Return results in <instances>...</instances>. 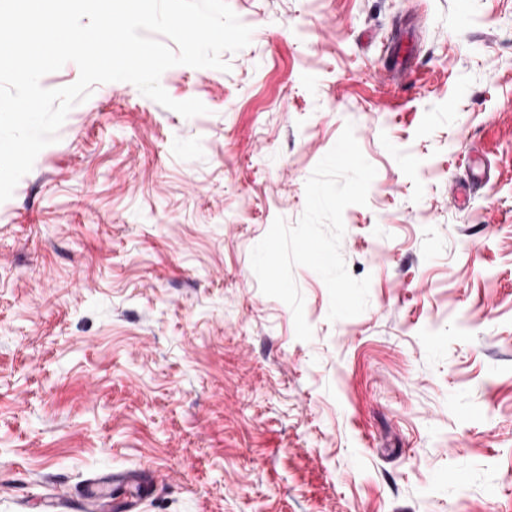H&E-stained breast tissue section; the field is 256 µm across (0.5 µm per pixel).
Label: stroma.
Wrapping results in <instances>:
<instances>
[{
    "instance_id": "1",
    "label": "stroma",
    "mask_w": 512,
    "mask_h": 512,
    "mask_svg": "<svg viewBox=\"0 0 512 512\" xmlns=\"http://www.w3.org/2000/svg\"><path fill=\"white\" fill-rule=\"evenodd\" d=\"M228 3L229 71L161 77L206 114L97 85L0 203V512L125 471L137 512H512V0ZM349 123L369 305L295 267L301 341L250 253Z\"/></svg>"
}]
</instances>
